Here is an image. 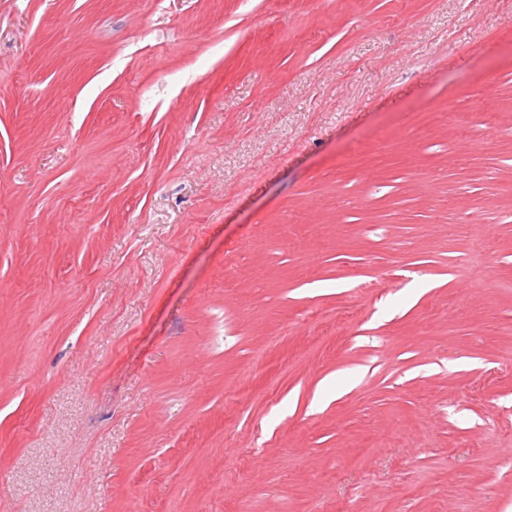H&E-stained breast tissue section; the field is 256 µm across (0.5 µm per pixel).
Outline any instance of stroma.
I'll return each mask as SVG.
<instances>
[{"label":"stroma","instance_id":"obj_1","mask_svg":"<svg viewBox=\"0 0 512 512\" xmlns=\"http://www.w3.org/2000/svg\"><path fill=\"white\" fill-rule=\"evenodd\" d=\"M0 512H512V0H0Z\"/></svg>","mask_w":512,"mask_h":512}]
</instances>
